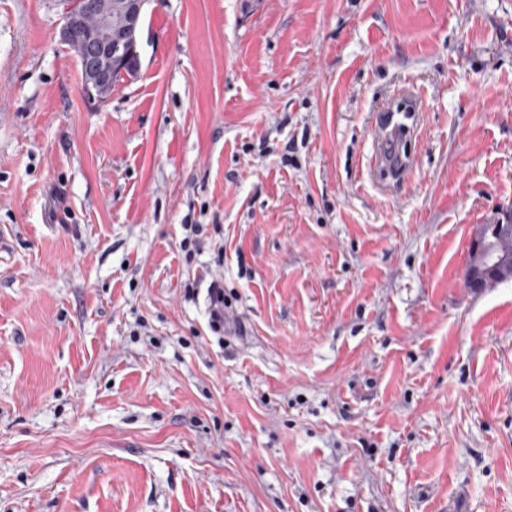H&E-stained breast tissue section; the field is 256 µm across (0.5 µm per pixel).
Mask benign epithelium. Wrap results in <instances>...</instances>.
<instances>
[{"instance_id": "7a95c632", "label": "benign epithelium", "mask_w": 512, "mask_h": 512, "mask_svg": "<svg viewBox=\"0 0 512 512\" xmlns=\"http://www.w3.org/2000/svg\"><path fill=\"white\" fill-rule=\"evenodd\" d=\"M147 0H74L67 4L61 39L73 45L87 102L105 103L112 93L113 73L140 69L139 28ZM121 15L113 26V12ZM512 280V254L497 250L476 233L465 273L469 288H491Z\"/></svg>"}]
</instances>
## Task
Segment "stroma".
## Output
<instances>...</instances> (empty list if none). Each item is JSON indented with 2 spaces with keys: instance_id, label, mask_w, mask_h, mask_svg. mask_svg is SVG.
I'll list each match as a JSON object with an SVG mask.
<instances>
[{
  "instance_id": "1",
  "label": "stroma",
  "mask_w": 512,
  "mask_h": 512,
  "mask_svg": "<svg viewBox=\"0 0 512 512\" xmlns=\"http://www.w3.org/2000/svg\"><path fill=\"white\" fill-rule=\"evenodd\" d=\"M64 8L0 0V512H512V0H148L101 105ZM414 124L415 114L406 107L386 112L383 117L381 125L382 134L379 139L381 146V165L387 168L393 174L394 178L409 172L413 168L414 156L406 150L405 145L415 134L416 127H414ZM394 135L398 137L399 141L398 160H390L388 157L391 164V166H388L386 162L387 147L389 142L390 146L393 145L392 137ZM485 224L473 239L471 261L465 273V283L468 288H491L497 284L512 280V254L494 247L512 251V214L510 224ZM488 242H484L481 238ZM506 235H510L508 237ZM207 304L209 315V327L217 335L224 334V308H229L230 303L224 297V286L220 275L212 277L207 288Z\"/></svg>"
}]
</instances>
